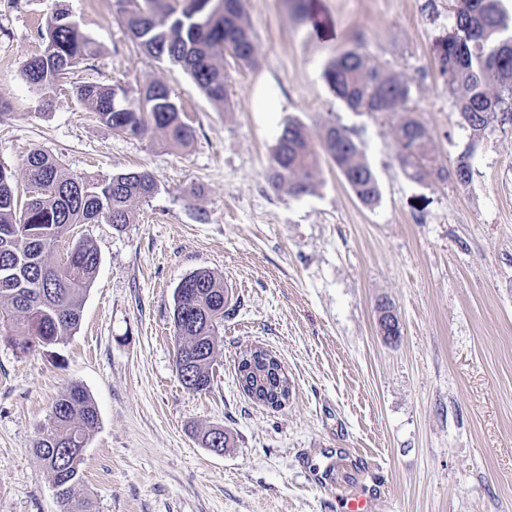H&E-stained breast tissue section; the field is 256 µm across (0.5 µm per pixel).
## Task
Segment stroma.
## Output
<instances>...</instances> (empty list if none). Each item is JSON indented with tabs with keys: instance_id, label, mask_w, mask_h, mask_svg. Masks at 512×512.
Listing matches in <instances>:
<instances>
[{
	"instance_id": "stroma-1",
	"label": "stroma",
	"mask_w": 512,
	"mask_h": 512,
	"mask_svg": "<svg viewBox=\"0 0 512 512\" xmlns=\"http://www.w3.org/2000/svg\"><path fill=\"white\" fill-rule=\"evenodd\" d=\"M459 0H315L330 37L301 24L286 0H246L252 64H226L227 101L141 53L118 0H0V166L15 184L42 150L66 172L108 178L148 171L157 189L133 224L75 226L101 265L67 339L28 354L0 342V512H58L32 448L53 401L87 390L99 424L78 497L96 512H344L371 496L376 512H512V130L470 138L448 92L438 45ZM68 10L97 54L38 107L20 79L39 32ZM360 47L409 80L407 106L433 141L423 181L397 159L398 114H357L323 78L328 61ZM169 83L196 129L188 146L164 135H118L88 115L87 83L129 95ZM283 110L254 109L258 83ZM336 123L361 146L381 190L362 204L322 161L312 194L269 184L279 132ZM471 152L473 178L449 172ZM206 269L232 288L234 313L210 392L180 384L174 366V290ZM400 320L378 327L379 304ZM261 346L284 365L291 393L278 411L240 389L237 359ZM224 428L217 455L199 432Z\"/></svg>"
}]
</instances>
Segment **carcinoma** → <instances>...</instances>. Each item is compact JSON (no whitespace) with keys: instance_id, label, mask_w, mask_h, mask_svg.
<instances>
[{"instance_id":"1","label":"carcinoma","mask_w":512,"mask_h":512,"mask_svg":"<svg viewBox=\"0 0 512 512\" xmlns=\"http://www.w3.org/2000/svg\"><path fill=\"white\" fill-rule=\"evenodd\" d=\"M121 18L133 43L158 61L188 74L213 102L227 100L228 76L217 65L231 58L249 65L256 52L255 33L245 17L244 0H120ZM44 48L23 65L21 76L52 106L50 90L71 68L96 53L94 42L70 13L59 8L40 34ZM440 67L447 78L463 127L473 137L498 124L512 122V13L501 0H459L448 37L441 45ZM324 78L336 98L357 113L403 112L394 126L398 160L405 174L420 182L429 174L431 136L426 126L407 114L408 79L382 72L357 48L334 56ZM80 99L93 116L119 134L139 136L161 131L166 141L186 146L196 136L184 119L174 90L155 80L135 98L119 85L85 84ZM336 166L357 197L367 205L380 198L377 177L359 144L340 126L322 127L317 138L299 122L284 123L273 149L269 180L288 187L295 196L310 194L320 159ZM27 185L36 191L19 193L12 173L0 167V340L24 353L64 340L81 320L83 296L95 278L101 257L89 240L67 246L65 256L53 259L76 224H110L120 232L134 222L135 203L155 193L153 177L143 172L116 174L100 180L65 172L42 151L23 161ZM452 176L461 184L473 177L471 154L456 161ZM224 280L208 270L184 276L174 291L175 368L181 385L206 393L213 365L223 345ZM237 363L238 383L258 403L288 399L290 381L275 355L262 347ZM98 425L90 395L72 386L53 403L50 426L42 427L34 453L51 475L59 512H95L89 498H78L85 448ZM206 448H226L229 437L221 428L204 432Z\"/></svg>"}]
</instances>
